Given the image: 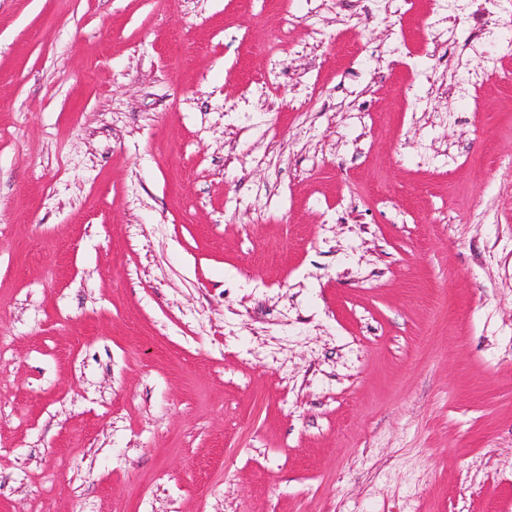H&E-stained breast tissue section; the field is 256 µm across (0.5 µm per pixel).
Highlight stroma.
<instances>
[{
    "mask_svg": "<svg viewBox=\"0 0 512 512\" xmlns=\"http://www.w3.org/2000/svg\"><path fill=\"white\" fill-rule=\"evenodd\" d=\"M448 0H0V512H512V45Z\"/></svg>",
    "mask_w": 512,
    "mask_h": 512,
    "instance_id": "obj_1",
    "label": "stroma"
}]
</instances>
